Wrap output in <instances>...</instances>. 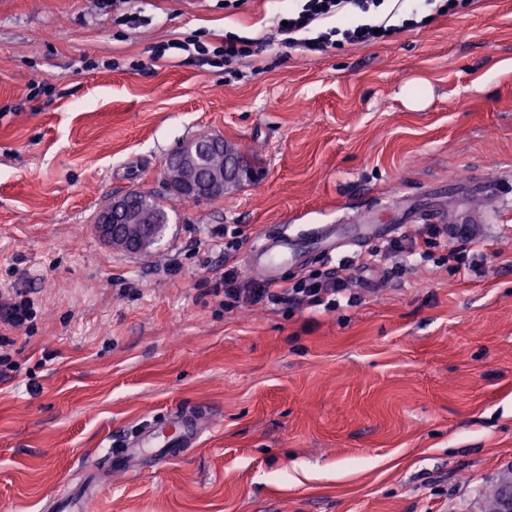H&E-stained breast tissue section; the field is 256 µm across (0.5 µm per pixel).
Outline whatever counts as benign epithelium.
<instances>
[{
  "mask_svg": "<svg viewBox=\"0 0 512 512\" xmlns=\"http://www.w3.org/2000/svg\"><path fill=\"white\" fill-rule=\"evenodd\" d=\"M224 153V166L214 168L209 155ZM169 185L181 196L204 200L215 191H228L243 178L241 152L211 137L185 143L165 169ZM154 216L132 206L129 194L115 196L99 213L96 232L109 246L130 253L148 249L156 238Z\"/></svg>",
  "mask_w": 512,
  "mask_h": 512,
  "instance_id": "1",
  "label": "benign epithelium"
}]
</instances>
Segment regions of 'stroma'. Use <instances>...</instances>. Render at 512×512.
<instances>
[{
    "mask_svg": "<svg viewBox=\"0 0 512 512\" xmlns=\"http://www.w3.org/2000/svg\"><path fill=\"white\" fill-rule=\"evenodd\" d=\"M223 2L0 0V298L37 311L0 366V512H52L88 474L89 512H487L512 470V232L475 228L486 251L461 274L385 259L332 312L228 311L214 291L228 224L243 270L265 228L381 198L486 205L435 193L451 179L512 195V0H403L396 33L323 52L276 39L298 0ZM229 36L253 55L219 68L176 47ZM418 79L414 110L400 91ZM217 135L251 176L177 199L168 157ZM131 191L170 209L145 254L94 229ZM186 408L212 431L185 457L105 465L114 439Z\"/></svg>",
    "mask_w": 512,
    "mask_h": 512,
    "instance_id": "obj_1",
    "label": "stroma"
}]
</instances>
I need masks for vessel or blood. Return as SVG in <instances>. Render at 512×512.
Instances as JSON below:
<instances>
[{"label": "vessel or blood", "mask_w": 512, "mask_h": 512, "mask_svg": "<svg viewBox=\"0 0 512 512\" xmlns=\"http://www.w3.org/2000/svg\"><path fill=\"white\" fill-rule=\"evenodd\" d=\"M498 211L495 205L480 211L461 209L448 219L460 227L491 224ZM396 230V225L378 224L362 216L316 224L298 232L281 226L261 235L248 252L247 265L254 274L275 283L284 268H300L311 255L331 256L347 247L361 248L393 235ZM209 429L206 414L176 411L152 420L109 449L104 459L119 473H133L145 462L156 468L197 446ZM89 501V495H76L73 488L68 487L56 495L53 506L55 512H84Z\"/></svg>", "instance_id": "b4317fda"}]
</instances>
